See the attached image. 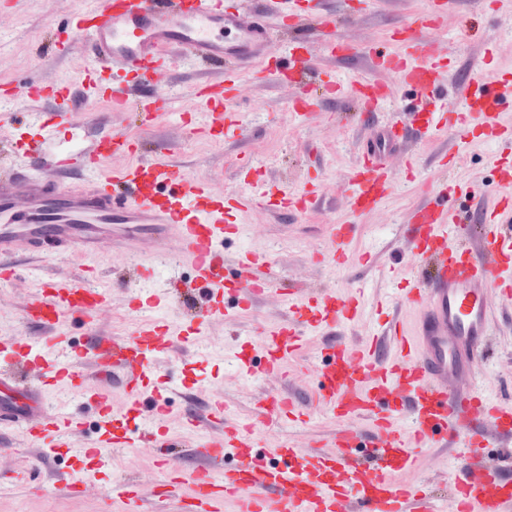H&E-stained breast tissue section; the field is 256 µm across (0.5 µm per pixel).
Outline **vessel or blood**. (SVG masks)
I'll list each match as a JSON object with an SVG mask.
<instances>
[{"instance_id":"vessel-or-blood-1","label":"vessel or blood","mask_w":512,"mask_h":512,"mask_svg":"<svg viewBox=\"0 0 512 512\" xmlns=\"http://www.w3.org/2000/svg\"><path fill=\"white\" fill-rule=\"evenodd\" d=\"M287 2L259 0L250 12L227 7L224 0H92L73 13L61 29L62 46L81 47L89 61L85 92L110 109L76 116L72 92L62 85L55 112L37 116L33 143L18 146L8 178L0 180V279L17 277L30 259L119 252L140 257L135 275L142 281L153 279L159 261L189 263L194 285L208 291L192 319L199 328L223 319L220 299L230 290L243 310L260 299L287 303V320L270 332L261 375L279 378L305 335L322 337L327 354L312 367L316 406L338 424L327 450H308L289 437L272 450L282 466L268 465L255 448V435L262 426L280 427L293 410L291 394L261 398L267 414L258 425L241 423L216 392L206 403H186L182 424L198 438L188 457L172 452V440L158 428L171 417L172 388L151 376L154 361L184 342L156 312L177 309L183 294L165 289L135 295L131 331L105 334L99 326L111 314L110 294L97 285L90 266L76 280L45 278L38 297L21 303V321L39 328V340L0 337V436L10 438L0 447V460L28 448L55 451L64 445L60 432L78 428L73 414L47 402V388L59 385L71 399L93 403L100 416L95 437L72 452L80 470L112 466L120 454L129 465L152 456L163 468L160 476L144 473L116 482L113 495L129 501L149 483L173 512H220L227 499L237 500L240 512H440L428 485L398 479L420 457L428 468L448 472L455 512H512V476L479 454L489 446L512 447V403L477 384L495 320L492 298L512 303V232L502 230L512 222V200H499L483 213L473 228L478 245L469 249L451 228L448 186L440 184L435 204L416 207L409 224V245L431 262L432 271L389 299L393 307L415 309L414 323L391 319L353 347L337 342L335 333L359 316L357 295L299 293L288 280L264 272L266 257L253 250L240 252L239 278L227 288L224 241L237 227L226 223V212L245 213L261 204L262 195L224 192L164 158L103 178L95 174L104 160L135 153V139L114 128L113 112L132 105L148 116L158 109L157 98L139 95L138 78L166 87L169 69L183 59L227 61L243 69L263 64L274 52L268 13L286 28L315 25V42H302L290 55L294 73L305 80L315 74L313 44L332 56L345 52V45L328 37L325 24L290 12ZM399 43L401 53L376 56L374 64L397 72L419 93L430 110L427 131L473 122L497 129V150H512V128L497 127L502 104L512 102V80L491 78L480 105L434 112L432 90L442 64L433 38L411 34ZM351 91L367 112L380 111L386 99L384 86L368 78L355 81ZM234 93L221 76L197 87L210 112L212 140L223 141L225 128L242 124L229 109ZM410 136L397 122H379L375 143L352 176L354 209L379 207L394 179L384 157ZM73 319L88 334L80 347L70 339ZM115 386L126 391L133 408L143 392L151 394L149 415L136 432L112 427L108 391ZM228 451L237 459L230 468L224 465Z\"/></svg>"}]
</instances>
